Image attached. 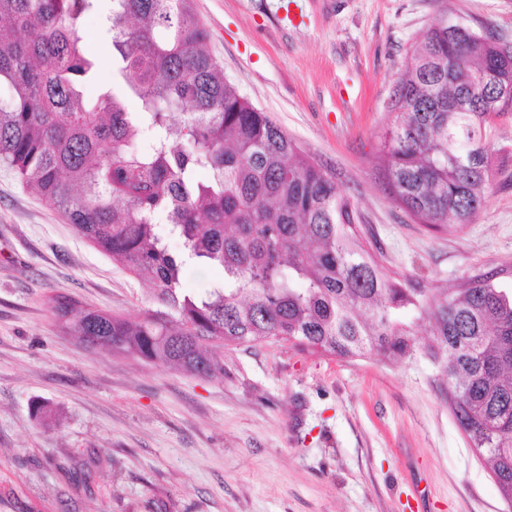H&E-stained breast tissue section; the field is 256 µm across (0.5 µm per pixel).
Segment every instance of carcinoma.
<instances>
[{
    "instance_id": "carcinoma-1",
    "label": "carcinoma",
    "mask_w": 512,
    "mask_h": 512,
    "mask_svg": "<svg viewBox=\"0 0 512 512\" xmlns=\"http://www.w3.org/2000/svg\"><path fill=\"white\" fill-rule=\"evenodd\" d=\"M111 2L125 91L91 99L97 66L81 25L98 0H0V166L146 279L154 301L128 318L56 298L65 331L200 378L223 370L224 347L273 338L343 359L421 351L512 500V295L496 273L407 287L363 247L350 198L224 80L190 0ZM508 85L512 44L487 30L444 17L412 46L379 166L418 223H472L489 191L488 136L512 114ZM147 131L151 143L137 148ZM191 260L223 279L187 290ZM409 312L431 323L429 342L418 343Z\"/></svg>"
}]
</instances>
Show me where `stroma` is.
<instances>
[{
    "label": "stroma",
    "mask_w": 512,
    "mask_h": 512,
    "mask_svg": "<svg viewBox=\"0 0 512 512\" xmlns=\"http://www.w3.org/2000/svg\"><path fill=\"white\" fill-rule=\"evenodd\" d=\"M110 0L83 29L118 87ZM241 96L335 181L386 269L418 288L496 272L512 292V116L472 223L436 231L390 196L378 153L413 43L441 14L512 41V0H191ZM136 316L150 291L0 168V512H512L448 408L437 366L268 340L224 373L92 349L52 300ZM91 471L84 480L83 471Z\"/></svg>",
    "instance_id": "obj_1"
}]
</instances>
